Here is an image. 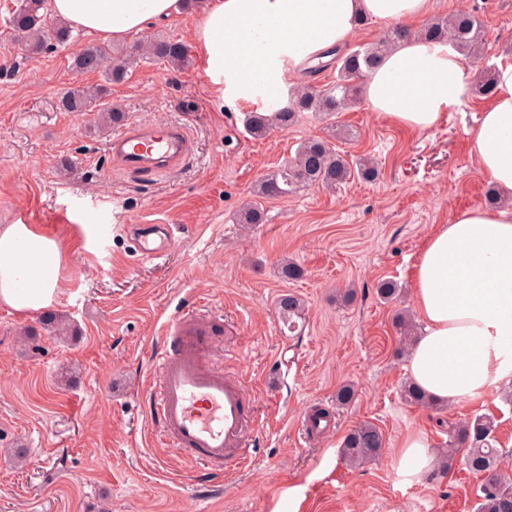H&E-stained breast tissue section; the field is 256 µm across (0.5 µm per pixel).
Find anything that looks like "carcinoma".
I'll return each mask as SVG.
<instances>
[{"label":"carcinoma","instance_id":"carcinoma-1","mask_svg":"<svg viewBox=\"0 0 512 512\" xmlns=\"http://www.w3.org/2000/svg\"><path fill=\"white\" fill-rule=\"evenodd\" d=\"M47 16L48 0H19L9 25L26 52L40 55L52 46L73 38L69 26L60 20L49 24ZM420 34L431 40L449 41L467 58L478 54L485 45L483 23L465 10L434 19ZM409 36L406 28L395 26L378 42L334 53L337 75L331 86L316 89L307 85L289 92L288 104L284 107L270 113H246L244 126L248 134L255 139H263L275 128L286 129L293 125L302 112L333 115L347 110L359 99L363 82L384 54ZM139 59L167 63L182 70L193 63L185 45L170 37L154 36L145 44L129 49H112L90 43L73 57L71 68L77 73L100 72L104 83L65 91L58 99V109L62 112H87L97 108L103 112V125L121 123L125 119L124 112L107 105L105 98L109 96V86L123 81L129 67ZM497 76L498 71L494 69L484 71L475 86V94L482 98L493 96L497 90ZM352 137L353 131L332 123L327 127V136L301 143L288 163L266 173L254 184L252 193L256 201L240 210L237 223H264V199L287 198L320 186L334 188L355 177L368 181L375 179L378 169L371 159L359 157L350 163L334 149L332 140ZM277 306L288 331H295L297 321L303 319V301L288 293L280 296ZM401 395L409 405L427 409L436 407V403L411 381L403 384ZM496 428L495 418L484 414L448 429L447 466L458 461L470 473L481 476L476 512H512V473L502 469L503 458L495 436ZM382 448L384 439L380 429L364 422L345 435L341 453L349 464L360 465L376 458Z\"/></svg>","mask_w":512,"mask_h":512}]
</instances>
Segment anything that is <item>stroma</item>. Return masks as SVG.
Listing matches in <instances>:
<instances>
[{"instance_id": "1", "label": "stroma", "mask_w": 512, "mask_h": 512, "mask_svg": "<svg viewBox=\"0 0 512 512\" xmlns=\"http://www.w3.org/2000/svg\"><path fill=\"white\" fill-rule=\"evenodd\" d=\"M15 2L0 0V225L32 212L62 244L64 292L52 310L75 333L55 336L39 315L0 305V512H275L289 489L298 492L291 512H475L479 476L435 466L406 484L393 458L413 432L440 456L449 425L489 414L512 468V405L500 393L435 409L400 395L409 375L396 315L414 308L423 246L455 213L484 206L490 187L468 142L483 100L466 92L423 132L359 101L337 114L355 136L335 148L373 158L378 178L265 201L264 223L246 228L235 216L253 183L304 140L324 136L327 119L306 112L292 127L252 138L242 119L265 102L220 96L194 40L200 12L186 9L139 37L184 43L192 67L139 62L112 84L109 100L130 124L182 123L189 155L148 177L126 172L107 155L113 131L98 127L96 113L57 107L61 91L102 81L69 66L92 36L28 56L8 34ZM461 9L486 31L473 73L512 63V0H432L430 15ZM61 210L83 225V238L53 223ZM127 224L175 225L179 247L165 260L142 258ZM286 261L304 276L283 280ZM382 280L401 287L396 300L378 297ZM285 293L305 303L296 336L277 314ZM188 311L222 314L214 352L255 400L261 449L207 500L192 466L156 440L149 419L152 340ZM346 383L355 397L340 408L336 391ZM316 406L332 407L336 425L303 438L299 424ZM363 422L380 428L385 445L376 460L350 467L340 443Z\"/></svg>"}]
</instances>
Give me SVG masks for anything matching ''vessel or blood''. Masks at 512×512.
Returning a JSON list of instances; mask_svg holds the SVG:
<instances>
[{
    "label": "vessel or blood",
    "instance_id": "1",
    "mask_svg": "<svg viewBox=\"0 0 512 512\" xmlns=\"http://www.w3.org/2000/svg\"><path fill=\"white\" fill-rule=\"evenodd\" d=\"M190 150L182 125L132 124L114 133L108 154L122 169L150 175L181 165ZM137 252L159 259L176 244L170 224L127 228ZM215 319L184 313L170 318L154 340L149 410L161 437L200 471L201 484L222 482L229 469H243L257 454L252 435L254 404L238 376L213 356Z\"/></svg>",
    "mask_w": 512,
    "mask_h": 512
}]
</instances>
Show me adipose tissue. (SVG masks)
I'll return each instance as SVG.
<instances>
[{
	"instance_id": "ef3b65f1",
	"label": "adipose tissue",
	"mask_w": 512,
	"mask_h": 512,
	"mask_svg": "<svg viewBox=\"0 0 512 512\" xmlns=\"http://www.w3.org/2000/svg\"><path fill=\"white\" fill-rule=\"evenodd\" d=\"M183 0H51L54 15L104 41H119L150 22L178 14ZM431 0H206L196 39L206 75L228 94L280 97L302 65L341 48L365 22L424 17ZM470 80L451 43L408 38L368 77L372 111L425 131L458 105ZM481 173L512 193V65L500 68L497 92L470 134ZM61 246L26 224L0 227V304L32 313L61 294ZM423 325L409 353L412 381L436 402L483 397L512 384V211L472 208L428 237L412 281ZM434 462L424 437L407 436L395 458L409 483Z\"/></svg>"
}]
</instances>
